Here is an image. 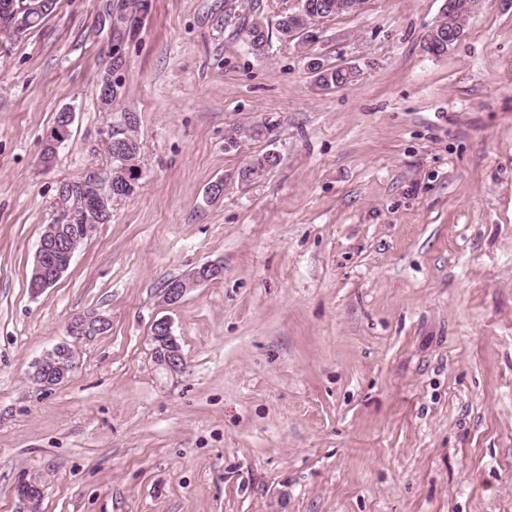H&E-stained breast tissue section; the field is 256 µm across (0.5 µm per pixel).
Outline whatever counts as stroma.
Segmentation results:
<instances>
[{"label": "stroma", "instance_id": "35a3bbf8", "mask_svg": "<svg viewBox=\"0 0 512 512\" xmlns=\"http://www.w3.org/2000/svg\"><path fill=\"white\" fill-rule=\"evenodd\" d=\"M112 3L57 0L0 44V512H29L31 479L38 512H512V7L484 0L435 57L444 0H366L320 26L359 70L322 92L294 45L259 58L238 37L299 0H151L120 34ZM131 115L135 193L32 295L62 186L108 179L103 133ZM203 263L223 275L167 304ZM91 309L108 331L36 385ZM161 318L181 371L157 358ZM279 158L271 152L264 153L252 159L243 169L239 171V179L242 182H252L259 179L263 172L276 166ZM59 360H67L69 365L63 364ZM73 354L67 343L56 345L37 363L39 385L42 387H53L61 384L68 378V370L72 365ZM48 365L51 367H48ZM47 375H42L44 372Z\"/></svg>", "mask_w": 512, "mask_h": 512}]
</instances>
